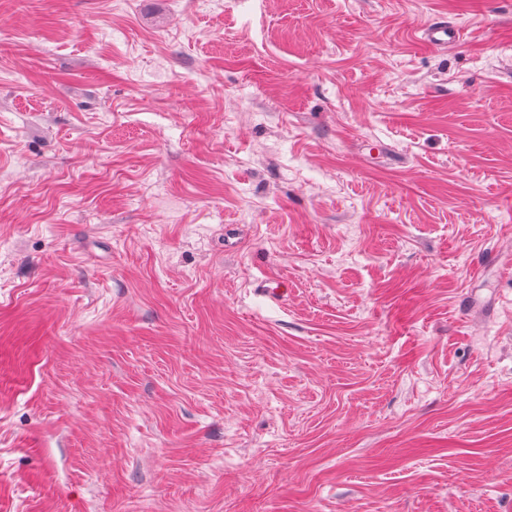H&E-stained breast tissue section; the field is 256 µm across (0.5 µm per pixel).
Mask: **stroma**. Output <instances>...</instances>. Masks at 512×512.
Returning a JSON list of instances; mask_svg holds the SVG:
<instances>
[{
	"mask_svg": "<svg viewBox=\"0 0 512 512\" xmlns=\"http://www.w3.org/2000/svg\"><path fill=\"white\" fill-rule=\"evenodd\" d=\"M0 512H512V0H0ZM418 34L420 41L434 48L456 44L461 39L460 28L444 19L433 21Z\"/></svg>",
	"mask_w": 512,
	"mask_h": 512,
	"instance_id": "stroma-1",
	"label": "stroma"
}]
</instances>
